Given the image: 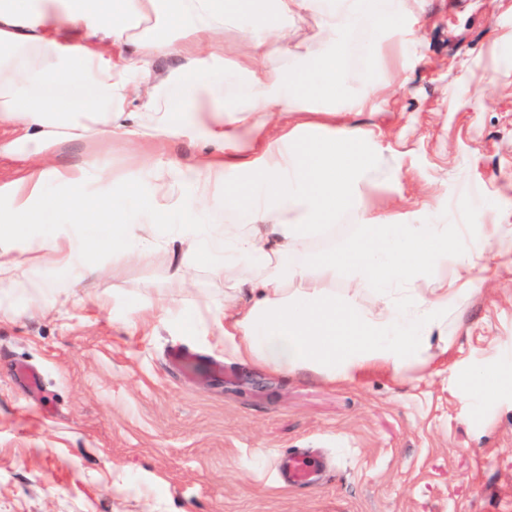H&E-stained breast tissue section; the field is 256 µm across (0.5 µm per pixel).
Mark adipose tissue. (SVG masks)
Returning <instances> with one entry per match:
<instances>
[{
	"label": "adipose tissue",
	"mask_w": 512,
	"mask_h": 512,
	"mask_svg": "<svg viewBox=\"0 0 512 512\" xmlns=\"http://www.w3.org/2000/svg\"><path fill=\"white\" fill-rule=\"evenodd\" d=\"M421 0H0V317L11 283L34 271L100 277L90 256L125 266L168 256L171 289L136 312L194 323L261 369L349 381L400 373L426 351L456 292L416 281L450 259L485 267L444 224L375 205L365 176L381 158L375 130L337 122L373 109L381 73L418 29ZM357 40L371 78L351 89L344 47ZM175 58L160 71L156 62ZM121 145L132 173L116 183L108 155L54 161L72 142ZM189 141L191 162L169 149ZM352 229L336 236L338 217ZM338 245L311 253L319 238ZM224 282L223 303L184 308L192 274ZM346 275L344 292L336 279ZM377 305L364 307L361 293Z\"/></svg>",
	"instance_id": "1"
}]
</instances>
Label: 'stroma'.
Here are the masks:
<instances>
[{
	"label": "stroma",
	"mask_w": 512,
	"mask_h": 512,
	"mask_svg": "<svg viewBox=\"0 0 512 512\" xmlns=\"http://www.w3.org/2000/svg\"><path fill=\"white\" fill-rule=\"evenodd\" d=\"M419 26L385 102L354 117L382 135L368 191L411 213L432 203L478 249L477 225L512 236V0H425ZM168 275L160 259L117 281L60 277L53 313L31 304L0 321V512H512V259L491 258L484 283L449 301L440 337L402 374L334 385L156 321L132 330ZM175 346L223 375L185 379ZM291 448L326 460L319 487L277 476Z\"/></svg>",
	"instance_id": "stroma-1"
}]
</instances>
